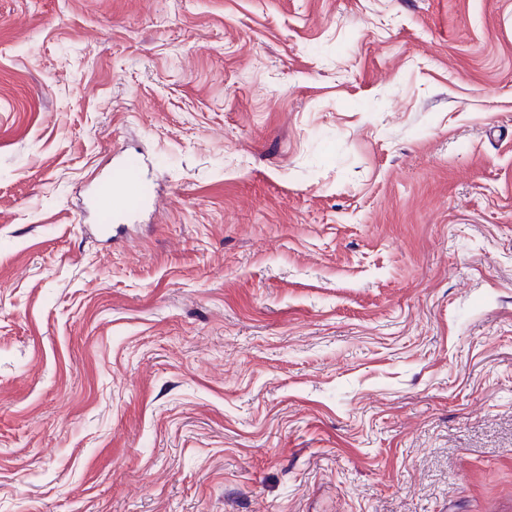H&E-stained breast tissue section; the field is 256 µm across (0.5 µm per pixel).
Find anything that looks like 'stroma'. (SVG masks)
Wrapping results in <instances>:
<instances>
[{"label":"stroma","mask_w":512,"mask_h":512,"mask_svg":"<svg viewBox=\"0 0 512 512\" xmlns=\"http://www.w3.org/2000/svg\"><path fill=\"white\" fill-rule=\"evenodd\" d=\"M0 512H512V0H0ZM115 177L114 188L112 182L101 186L90 201L98 215L133 211L142 201V183L138 178L125 172Z\"/></svg>","instance_id":"35a3bbf8"}]
</instances>
